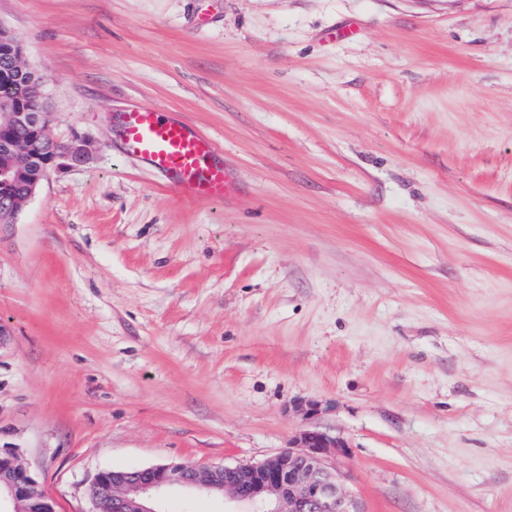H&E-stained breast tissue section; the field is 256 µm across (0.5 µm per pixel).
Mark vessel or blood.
I'll use <instances>...</instances> for the list:
<instances>
[{"label":"vessel or blood","mask_w":512,"mask_h":512,"mask_svg":"<svg viewBox=\"0 0 512 512\" xmlns=\"http://www.w3.org/2000/svg\"><path fill=\"white\" fill-rule=\"evenodd\" d=\"M125 156L162 175L183 199L224 202L237 187L216 143L193 124L153 108L134 107L119 116Z\"/></svg>","instance_id":"1"}]
</instances>
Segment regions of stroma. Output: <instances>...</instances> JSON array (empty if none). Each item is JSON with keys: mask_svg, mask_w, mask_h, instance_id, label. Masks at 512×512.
<instances>
[{"mask_svg": "<svg viewBox=\"0 0 512 512\" xmlns=\"http://www.w3.org/2000/svg\"><path fill=\"white\" fill-rule=\"evenodd\" d=\"M93 144L0 224V446L105 469L350 445L358 512H512V0H0ZM155 107L238 193L123 156ZM318 410L310 414L307 403Z\"/></svg>", "mask_w": 512, "mask_h": 512, "instance_id": "35a3bbf8", "label": "stroma"}]
</instances>
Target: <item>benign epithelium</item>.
Wrapping results in <instances>:
<instances>
[{
	"instance_id": "7a95c632",
	"label": "benign epithelium",
	"mask_w": 512,
	"mask_h": 512,
	"mask_svg": "<svg viewBox=\"0 0 512 512\" xmlns=\"http://www.w3.org/2000/svg\"><path fill=\"white\" fill-rule=\"evenodd\" d=\"M5 60L26 80L28 95L45 97L47 78L31 69L24 43L0 23ZM50 113L19 108L0 99V187L19 184V194L0 200L12 221L38 191L49 172L62 164L79 166L91 155L92 144L74 137L62 142L50 137ZM21 129L28 137L9 135ZM349 444L337 435L305 430L290 446L256 464L198 467L163 463L130 470H102L95 476L90 498L93 512H165L168 493L179 487L208 498H225L251 507V512H358L335 469L336 455ZM54 512L51 500L37 488L29 469L13 448H0V512Z\"/></svg>"
}]
</instances>
